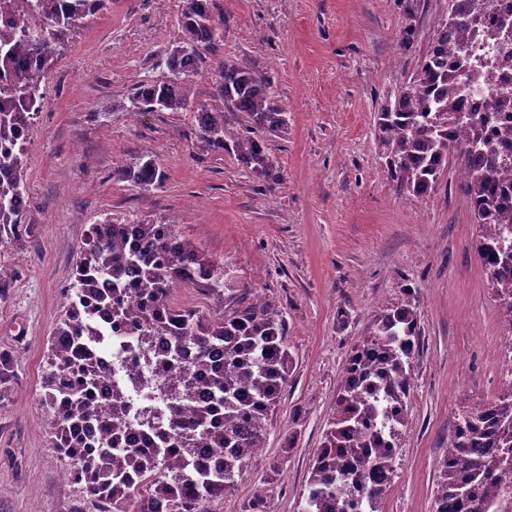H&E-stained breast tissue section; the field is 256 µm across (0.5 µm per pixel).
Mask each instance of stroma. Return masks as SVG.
I'll return each instance as SVG.
<instances>
[{"instance_id": "obj_1", "label": "stroma", "mask_w": 512, "mask_h": 512, "mask_svg": "<svg viewBox=\"0 0 512 512\" xmlns=\"http://www.w3.org/2000/svg\"><path fill=\"white\" fill-rule=\"evenodd\" d=\"M448 0H423L418 40L399 51L396 0H213L217 42L193 105L217 101L224 62L253 68L287 114L271 137L268 181L210 150L191 111L138 112L143 81H167L163 59L180 44L182 0H112L70 31L43 81L25 183L32 237L0 245L13 271L0 299V349L17 361L0 407V512H96L65 474L40 402L47 338L70 303L72 267L93 224L154 220L176 225L231 283L223 303L180 287L176 305L217 318L270 299L283 315L292 370L266 445L213 512H244L257 491L271 512H301L309 464L334 411L346 361L381 309L418 291L421 343L409 421L398 440L384 512H432L448 438L468 407L495 398L512 366V333L475 249L479 227L449 163L436 187L397 189L376 125L430 48ZM154 159L160 183L142 188L121 172ZM276 480H269L271 464Z\"/></svg>"}]
</instances>
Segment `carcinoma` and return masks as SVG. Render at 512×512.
I'll use <instances>...</instances> for the list:
<instances>
[{
	"instance_id": "obj_1",
	"label": "carcinoma",
	"mask_w": 512,
	"mask_h": 512,
	"mask_svg": "<svg viewBox=\"0 0 512 512\" xmlns=\"http://www.w3.org/2000/svg\"><path fill=\"white\" fill-rule=\"evenodd\" d=\"M30 2L18 22L0 27V243L20 247L32 233L24 169L28 131L42 107V82L54 52L79 22L110 0ZM212 0H184V38L166 58L169 82L145 81L132 106L181 112L191 104L203 52L217 36ZM403 52L415 44L421 0H397ZM503 21L492 0H448L447 18L394 105L378 113L387 167L399 190H432L456 148L463 191L480 235L477 258L512 327V207L503 204L512 172V125L496 138L484 132L497 112L512 110V82L475 121L464 109L462 74L481 45L502 44ZM217 105L193 112L198 138L252 172L274 181L267 137L284 132L285 112L269 84L248 67L226 62L216 79ZM149 187L162 172L152 159L124 169ZM74 300L53 327L40 401L55 430L66 473L83 485L100 512H211L235 477L265 447L291 357L285 323L271 301L209 319L174 305L179 286L224 301V268L201 256L174 224L153 221L90 227L72 270ZM382 309L350 355L331 428L313 457L303 512H383L396 459V440L409 420L412 360L419 348V300ZM130 339L141 370L131 380L148 393L138 403L123 382L100 390L97 365L112 337ZM16 363L0 350V404L12 394ZM154 433L136 444L137 425ZM432 512H512V367L497 397L465 411L448 440Z\"/></svg>"
}]
</instances>
